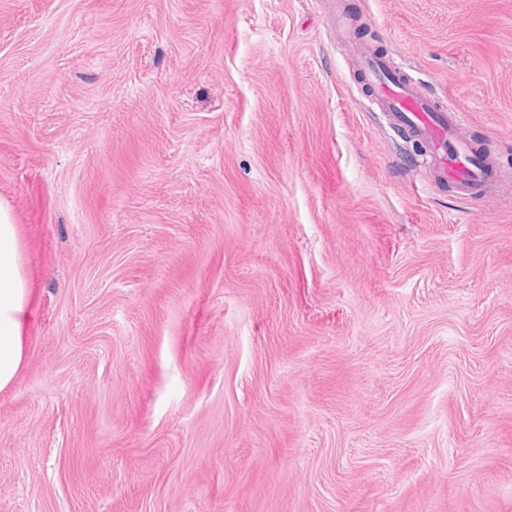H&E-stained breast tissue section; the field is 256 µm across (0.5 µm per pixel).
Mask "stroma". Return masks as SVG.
<instances>
[{
  "label": "stroma",
  "instance_id": "obj_1",
  "mask_svg": "<svg viewBox=\"0 0 512 512\" xmlns=\"http://www.w3.org/2000/svg\"><path fill=\"white\" fill-rule=\"evenodd\" d=\"M344 2L512 171V0ZM421 161L325 0H0V512H512V187ZM35 300L17 224L8 204L0 201V391L13 384L23 365Z\"/></svg>",
  "mask_w": 512,
  "mask_h": 512
}]
</instances>
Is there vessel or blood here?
I'll return each instance as SVG.
<instances>
[{"label": "vessel or blood", "instance_id": "1", "mask_svg": "<svg viewBox=\"0 0 512 512\" xmlns=\"http://www.w3.org/2000/svg\"><path fill=\"white\" fill-rule=\"evenodd\" d=\"M355 64L373 111L383 113L424 150L423 162L436 180L452 183L461 197L488 195L502 180L489 155L468 135L460 112L402 71L370 43H360Z\"/></svg>", "mask_w": 512, "mask_h": 512}]
</instances>
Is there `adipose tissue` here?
Segmentation results:
<instances>
[{
  "label": "adipose tissue",
  "mask_w": 512,
  "mask_h": 512,
  "mask_svg": "<svg viewBox=\"0 0 512 512\" xmlns=\"http://www.w3.org/2000/svg\"><path fill=\"white\" fill-rule=\"evenodd\" d=\"M35 300L18 227L8 204L0 201V391L13 384L23 365Z\"/></svg>",
  "instance_id": "ef3b65f1"
}]
</instances>
